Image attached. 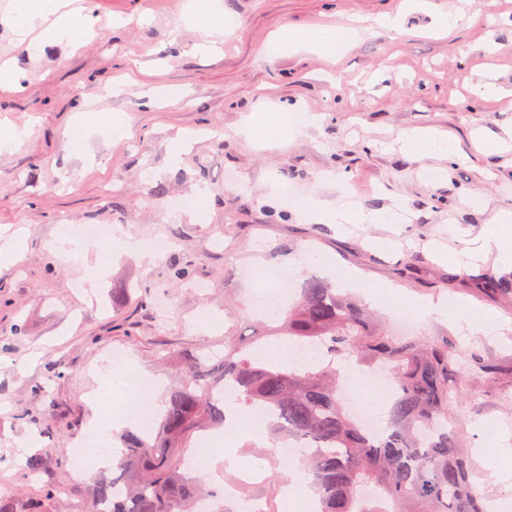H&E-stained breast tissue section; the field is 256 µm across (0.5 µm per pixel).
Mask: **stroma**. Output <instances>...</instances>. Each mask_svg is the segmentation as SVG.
<instances>
[{
	"label": "stroma",
	"instance_id": "stroma-1",
	"mask_svg": "<svg viewBox=\"0 0 512 512\" xmlns=\"http://www.w3.org/2000/svg\"><path fill=\"white\" fill-rule=\"evenodd\" d=\"M437 2L464 17L450 37L434 36L432 15L415 12L328 60L261 50L281 26L347 25L395 14L400 0H222L235 32L210 52L197 50L200 33L182 22L189 0H92L93 35L32 46L19 42L10 0H0V61L20 82L0 93V121L28 130L0 154V230L26 234L23 258L0 266V497L16 512H30L53 487L52 512L88 506L97 471L72 480L71 462L76 437L100 416L91 395L104 383L102 357L128 352L164 387L161 358L249 339L258 284L241 272L264 263L281 266L290 301L310 276H357L373 289L366 302L391 322L402 300H457L459 312L415 321L413 333L447 338L495 365V378H480L461 359L463 395L448 412L467 433L477 484L497 512H512V456L481 452L489 423L512 449V297L489 292L486 280L512 265L493 254L463 277L452 260L491 229L512 243V223L493 222L512 213V0ZM171 87L183 97H167ZM268 106H296L317 121L260 145L244 120ZM87 110L123 112L130 126L90 133L73 148L70 131ZM428 132L450 138L466 162L402 150L403 138ZM179 138L187 146L175 160ZM279 180L302 198L346 196L367 209H406L408 219L395 230L315 224L278 199ZM200 190L206 207L195 217L185 204ZM83 224L112 225L164 252L149 261L51 250L66 227ZM305 252L321 264L303 262ZM184 263L186 281L173 274ZM95 272L99 286L84 295L79 284ZM202 279L210 284L203 295L193 287ZM159 294L170 301L164 315ZM488 310L494 331L471 326ZM209 315L219 325L205 332ZM31 455L42 469L29 480L21 466Z\"/></svg>",
	"mask_w": 512,
	"mask_h": 512
}]
</instances>
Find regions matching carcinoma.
Wrapping results in <instances>:
<instances>
[{
	"mask_svg": "<svg viewBox=\"0 0 512 512\" xmlns=\"http://www.w3.org/2000/svg\"><path fill=\"white\" fill-rule=\"evenodd\" d=\"M286 340L321 351L299 367L273 364L262 344ZM458 350L446 340L399 339L359 296L311 277L276 325L248 343L224 339V356L195 357L184 380L165 394L155 429H127L112 469L100 472L92 512H196L207 496L214 512H236L205 478L187 473L183 453L194 434L224 425L214 389L234 387V400L268 413V433H283L320 449L308 456L320 512H488L472 482L465 432L448 414L458 396ZM389 369L394 387L390 430L364 432L339 399L347 370ZM124 489L113 496L115 485Z\"/></svg>",
	"mask_w": 512,
	"mask_h": 512,
	"instance_id": "1",
	"label": "carcinoma"
}]
</instances>
